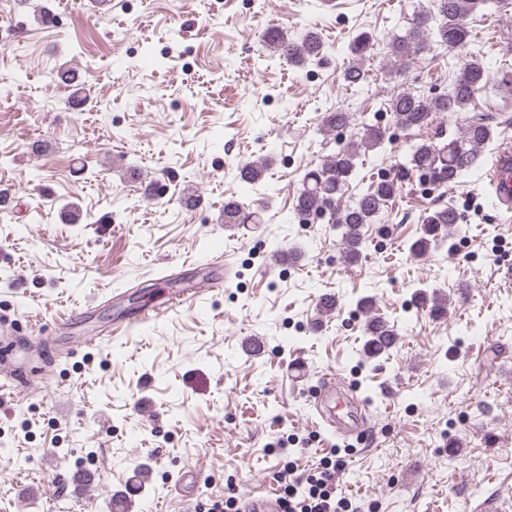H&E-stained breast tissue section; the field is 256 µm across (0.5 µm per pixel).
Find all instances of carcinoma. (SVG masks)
Instances as JSON below:
<instances>
[{
    "instance_id": "cac0c4a2",
    "label": "carcinoma",
    "mask_w": 512,
    "mask_h": 512,
    "mask_svg": "<svg viewBox=\"0 0 512 512\" xmlns=\"http://www.w3.org/2000/svg\"><path fill=\"white\" fill-rule=\"evenodd\" d=\"M428 9L414 12L411 26L404 34H395L386 44L389 74L400 75L405 68L425 51L438 43L447 49L462 50L471 41L469 17L490 0H430ZM265 43L289 62L302 66L322 54L323 44L315 32H308L298 40L275 28L263 35ZM374 46V38L367 33L358 34L350 45L352 62L345 67L343 80L349 86L365 81L363 68L367 53ZM490 74L478 56H462L458 72L448 91L438 95H425L412 88L394 94L386 103L395 124L408 132L410 138L407 162L400 169L367 184L350 204H341L349 184L359 179V160L366 153L384 147L390 141L387 128L377 116L363 115L361 126L354 137L338 142L336 153L315 168L308 169L301 180L294 210L302 216L329 213L330 229L336 232L346 260H361L365 243V229L400 194L403 183L412 177L438 189L463 182L475 164L479 148L493 139V129L479 122V116L470 114V106L487 87ZM451 114L460 120V129L448 135L438 132L427 139L421 133L434 117ZM352 124V114L346 111L327 112L322 117L319 131L330 133ZM268 161L258 160L244 164L239 172L240 182L252 187L260 183ZM459 222L453 205L429 209L425 212L420 235L409 246L413 255L424 256L441 251L447 239L441 228ZM224 223L260 224V213L251 211L241 201H224ZM420 306H429L430 313L438 317L444 311L439 291L419 289L415 292ZM371 313L363 350L371 357L388 353L398 340L397 325L384 316L372 312L368 297L357 300Z\"/></svg>"
}]
</instances>
